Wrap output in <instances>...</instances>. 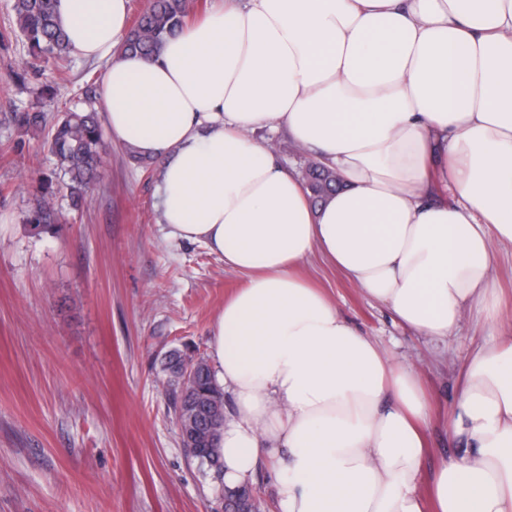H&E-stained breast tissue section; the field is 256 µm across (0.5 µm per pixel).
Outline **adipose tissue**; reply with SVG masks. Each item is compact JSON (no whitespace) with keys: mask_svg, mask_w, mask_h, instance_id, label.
Instances as JSON below:
<instances>
[{"mask_svg":"<svg viewBox=\"0 0 512 512\" xmlns=\"http://www.w3.org/2000/svg\"><path fill=\"white\" fill-rule=\"evenodd\" d=\"M57 16L76 54L108 63L112 136L159 162L161 223L247 276L211 336L234 403L225 487L269 467L282 512H512V342L475 347L448 408L463 447L426 499L418 374L296 273L320 252L438 340L468 312L499 320L512 0H224L154 62L116 51L129 0H57ZM280 127L344 182L320 208L252 137Z\"/></svg>","mask_w":512,"mask_h":512,"instance_id":"1","label":"adipose tissue"}]
</instances>
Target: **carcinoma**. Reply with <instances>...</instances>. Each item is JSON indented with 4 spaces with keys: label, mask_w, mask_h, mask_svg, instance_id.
Segmentation results:
<instances>
[{
    "label": "carcinoma",
    "mask_w": 512,
    "mask_h": 512,
    "mask_svg": "<svg viewBox=\"0 0 512 512\" xmlns=\"http://www.w3.org/2000/svg\"><path fill=\"white\" fill-rule=\"evenodd\" d=\"M57 0H14L16 28L15 41L27 48L28 60L10 74L17 84L24 86L30 76H37L46 66L70 61L74 50L57 21ZM190 17L186 0H150V5L128 29L119 46L122 54H135L152 62L159 59L165 43L188 23ZM12 121L23 135L47 130L46 145L54 158L59 174L67 179L72 206L77 208L87 189L100 177L101 152L105 148L104 131L93 108L66 107L47 121L44 112L34 106L12 114ZM303 182L311 192L314 205H319L337 189L336 173L319 165L304 171ZM26 222L41 232L54 233L63 222L62 213L46 193H34V203ZM168 397L174 413L187 405L200 392L217 396L219 408H224V393L215 382L208 361L200 356L190 390L183 393L168 383ZM221 435L209 443L199 444V451L187 457L208 465V460L222 461Z\"/></svg>",
    "instance_id": "obj_1"
}]
</instances>
